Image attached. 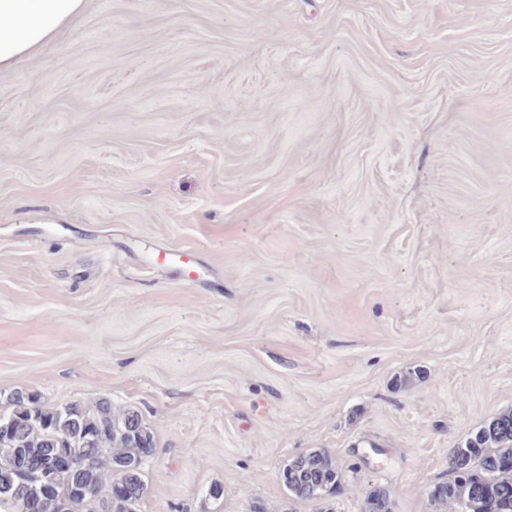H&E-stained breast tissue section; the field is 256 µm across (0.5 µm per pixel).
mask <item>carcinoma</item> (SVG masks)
Wrapping results in <instances>:
<instances>
[{"mask_svg":"<svg viewBox=\"0 0 512 512\" xmlns=\"http://www.w3.org/2000/svg\"><path fill=\"white\" fill-rule=\"evenodd\" d=\"M0 419V485L13 484L0 497V512H137L148 485L143 471L120 473L115 466L144 462L155 452L152 431L135 411L115 412L99 399L93 406L46 407L23 392L9 398ZM75 453L94 469L76 495L62 484L54 491L19 474L38 472L43 458ZM281 480L298 501H324L345 482L334 458L321 450L289 459ZM431 501L455 512H512V411L486 421L448 453V480L434 485ZM384 487L366 497L365 512H389Z\"/></svg>","mask_w":512,"mask_h":512,"instance_id":"obj_1","label":"carcinoma"}]
</instances>
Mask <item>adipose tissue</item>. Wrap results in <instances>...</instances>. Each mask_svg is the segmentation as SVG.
Here are the masks:
<instances>
[{"instance_id":"1","label":"adipose tissue","mask_w":512,"mask_h":512,"mask_svg":"<svg viewBox=\"0 0 512 512\" xmlns=\"http://www.w3.org/2000/svg\"><path fill=\"white\" fill-rule=\"evenodd\" d=\"M83 9L84 0H0V72L50 42Z\"/></svg>"}]
</instances>
